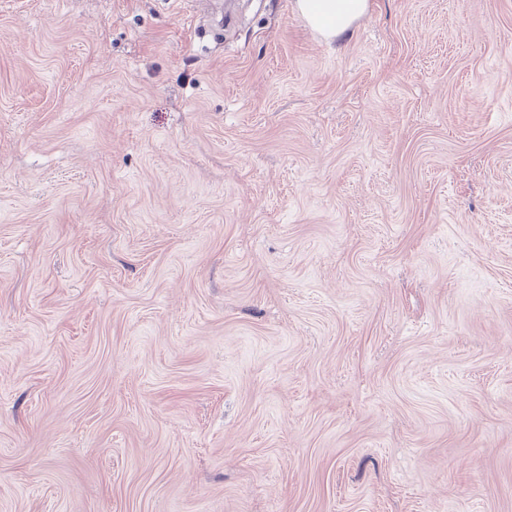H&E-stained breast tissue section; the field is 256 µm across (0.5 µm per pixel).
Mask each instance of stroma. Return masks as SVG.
Instances as JSON below:
<instances>
[{
    "label": "stroma",
    "instance_id": "35a3bbf8",
    "mask_svg": "<svg viewBox=\"0 0 512 512\" xmlns=\"http://www.w3.org/2000/svg\"><path fill=\"white\" fill-rule=\"evenodd\" d=\"M0 0V512H512V0ZM294 10L327 38L347 32L368 9V0H295Z\"/></svg>",
    "mask_w": 512,
    "mask_h": 512
}]
</instances>
